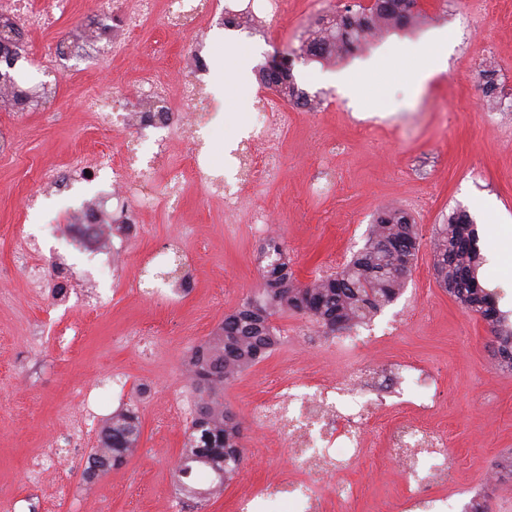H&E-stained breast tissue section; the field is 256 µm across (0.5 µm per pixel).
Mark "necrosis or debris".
Returning a JSON list of instances; mask_svg holds the SVG:
<instances>
[{"instance_id":"4bbe7bcc","label":"necrosis or debris","mask_w":512,"mask_h":512,"mask_svg":"<svg viewBox=\"0 0 512 512\" xmlns=\"http://www.w3.org/2000/svg\"><path fill=\"white\" fill-rule=\"evenodd\" d=\"M159 4L164 7L168 29L175 34L198 28L213 8V0H123L118 7L112 0H94V25L106 30L107 37L81 40L75 53L101 51L111 58L126 54L130 35ZM73 7V0H50L43 7L37 0H0V19L8 21L23 39L52 29ZM204 99L201 75L183 78L174 89L156 69L142 71L132 90L90 93L85 109L95 124L132 131V138L121 141L106 157L76 156L66 169L45 173L43 185L63 191L107 167L112 171L113 194L121 205L137 211L160 206L175 214L182 204L183 176H173L161 194H154L139 167L140 150L154 146V161L163 163L171 159L174 142L181 140L188 146L185 176L203 187L208 196L223 202L225 223H234L244 211L254 235L269 236L266 211L254 198L279 175L281 137L288 115L273 99L262 98L258 111L249 117V136L237 150L238 183L231 188L216 165L204 158L193 124L183 111L185 104ZM377 375L407 394L400 403L401 421L387 430V445L398 461L405 486V512H452L448 497L428 492L431 482L448 476L447 436L427 421L435 407L433 378L410 362L385 366L377 374L368 366L357 365L338 379L310 384L294 378L276 385L270 396L252 407L251 417L257 427L275 431L280 445L288 450L295 476L266 480L256 494L241 498L239 512H275L284 502L292 512H323L327 495L350 499L353 486L346 475L363 458L372 425L388 411L385 402L367 397Z\"/></svg>"}]
</instances>
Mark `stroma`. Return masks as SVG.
<instances>
[{"label":"stroma","instance_id":"35a3bbf8","mask_svg":"<svg viewBox=\"0 0 512 512\" xmlns=\"http://www.w3.org/2000/svg\"><path fill=\"white\" fill-rule=\"evenodd\" d=\"M420 2L425 23L322 62L300 53L308 29L356 0H288L280 18L243 29L225 27V0H216L217 10L199 32L181 35L172 34L157 12L133 34L126 56L106 64L70 58L73 75L57 96L16 119L0 112V123L13 122L17 140L13 156L0 158V495L15 500L16 512H165L176 495L174 465L189 422L173 411L189 395L181 374L191 349L259 291L263 242L251 234L247 215L227 228L223 203L188 180L178 217L158 207L141 213L129 230L113 233L122 251L116 269L104 278L72 215L95 198L107 214L118 212L119 204L101 198L98 184L72 189L64 198L39 195L38 176L63 168L74 154H94L122 140V132L100 128L85 112L88 88L132 86L146 68L178 80L194 56L211 66L232 51L253 79L250 96L232 103L210 86L208 109L193 113L196 134L215 164L224 162L226 135L267 96L259 75L274 52L290 54L299 88L319 104L314 112L293 108L283 135L281 176L257 199L273 216L272 231L284 243L296 278L305 283L321 268L342 267L364 246L376 212L388 205L414 220L421 247L403 293L371 319L380 328L410 309L412 318L400 335L340 357L332 352L330 337L318 336L313 345L300 337L305 315L274 317L282 334L278 346L224 389L225 404L243 421L245 462L201 512H238L240 497L257 492L268 477L290 475L287 449L279 447L273 432H260L250 416L254 403L276 384L294 377H337L359 362L378 366L399 359L436 379L433 421L448 434L449 477L434 486V494L453 496L457 512H464L471 498L486 490L490 512H512V479H486L498 461L512 456V372L492 357L488 325L439 284L428 247L453 209L466 210L478 230L479 281L512 316V265L491 263L498 227L476 209L478 199L489 198L512 217V112L491 107L478 86V74L491 60L498 95H512V0ZM434 30L448 37V67L421 90L410 87L403 71L383 70L364 97L352 101L322 79L377 49L401 51ZM159 43L167 44L166 56L155 54ZM327 144L336 150L326 160ZM326 161L340 178L337 193L310 197L308 185ZM34 193L39 199L32 205L28 198ZM179 225L190 231L184 242L191 256L185 266L189 288L172 304L137 294L128 286L136 265L162 250ZM24 240L35 245L31 261L41 270L36 288L15 260ZM60 260L80 287L64 304L55 291ZM71 326L78 335L58 345L57 333ZM115 373L123 379L117 388L108 383ZM97 382L102 385L97 414L67 469L33 483L28 463L52 441L65 439L81 411L79 389ZM126 407L141 418L136 453L122 468L85 479L100 428ZM396 419L385 415L372 428L365 457L348 475L356 487L354 500L327 497L325 512H401L403 488L385 434Z\"/></svg>","mask_w":512,"mask_h":512}]
</instances>
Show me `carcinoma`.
Masks as SVG:
<instances>
[{
    "instance_id": "obj_1",
    "label": "carcinoma",
    "mask_w": 512,
    "mask_h": 512,
    "mask_svg": "<svg viewBox=\"0 0 512 512\" xmlns=\"http://www.w3.org/2000/svg\"><path fill=\"white\" fill-rule=\"evenodd\" d=\"M426 19L419 0H370L320 21L313 37L302 46L312 60L337 58L368 43L376 30L405 28ZM482 92L495 98L494 70H481ZM261 84L289 103L306 104L309 96L298 87L287 55L276 54L262 69ZM415 225L404 212L382 208L370 226L364 247L334 276L299 282L289 267L282 243L271 238L262 247L268 259L258 296L224 316V323L188 360L195 410L188 436L174 471L178 493L215 496L233 479L245 461L243 426L224 406V386L269 354L279 341L271 317L290 311L309 316L326 336L350 330L393 302L404 290L419 252ZM433 268L438 281L460 306L479 314L495 338L493 355L499 366L512 371V324L496 306L494 294L478 279L480 265L474 222L464 210L448 216L432 241ZM141 438L137 412L112 413L97 435L83 476L92 479L121 467L136 451ZM209 480L206 489L188 483L192 477Z\"/></svg>"
}]
</instances>
